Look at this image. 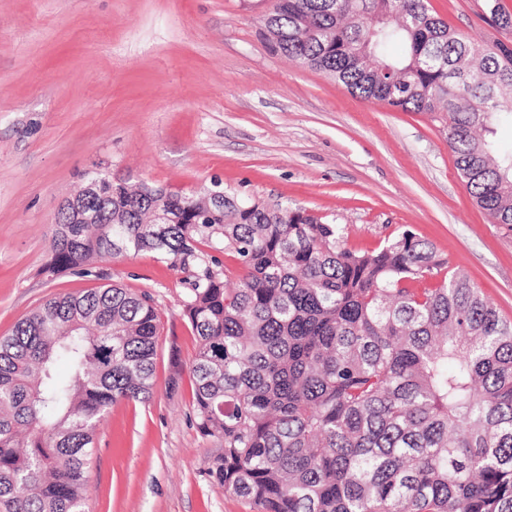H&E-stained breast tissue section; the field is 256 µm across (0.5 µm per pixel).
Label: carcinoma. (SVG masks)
Instances as JSON below:
<instances>
[{
  "label": "carcinoma",
  "instance_id": "cac0c4a2",
  "mask_svg": "<svg viewBox=\"0 0 512 512\" xmlns=\"http://www.w3.org/2000/svg\"><path fill=\"white\" fill-rule=\"evenodd\" d=\"M264 27L351 93L444 124L476 204L512 229V47L480 49L428 0H278ZM57 217L45 268L151 251L192 268L194 413L224 448L209 475L262 512H512V322L409 232L375 250L305 210L115 184ZM231 252L234 288L214 269ZM158 314L117 285L47 300L0 337V499L84 512L112 404L152 388ZM67 374L59 373V365Z\"/></svg>",
  "mask_w": 512,
  "mask_h": 512
}]
</instances>
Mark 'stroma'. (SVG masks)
Masks as SVG:
<instances>
[{
    "label": "stroma",
    "instance_id": "obj_1",
    "mask_svg": "<svg viewBox=\"0 0 512 512\" xmlns=\"http://www.w3.org/2000/svg\"><path fill=\"white\" fill-rule=\"evenodd\" d=\"M275 3L0 0V336L49 298L112 284L158 311L151 394L100 425L86 512H261L207 474L223 442L193 412L188 271L144 251L46 273L60 204L89 172L285 202L355 251L412 232L512 321V230L474 204L442 125L288 59L262 22ZM429 3L479 47L512 43L484 0Z\"/></svg>",
    "mask_w": 512,
    "mask_h": 512
}]
</instances>
